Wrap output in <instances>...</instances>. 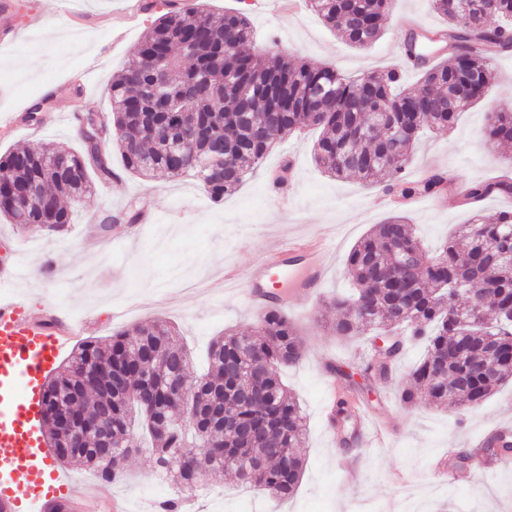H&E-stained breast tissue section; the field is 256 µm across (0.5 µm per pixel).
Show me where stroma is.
Returning a JSON list of instances; mask_svg holds the SVG:
<instances>
[{"mask_svg": "<svg viewBox=\"0 0 512 512\" xmlns=\"http://www.w3.org/2000/svg\"><path fill=\"white\" fill-rule=\"evenodd\" d=\"M163 0H144L142 14H131L127 0H80L84 18L71 21L59 15L57 0H8L0 12V31L23 27L41 17L45 31L7 45L0 44V154L25 146L54 143L79 149L78 125L30 126L15 132L8 111L30 104L36 94L48 97L46 113L93 114L110 123L107 86L113 74L133 58ZM195 6L220 16L245 12L253 26L257 53H285L318 65L335 68L348 78L396 67L399 49L411 27L435 29L443 21L428 0H394L382 37L370 49L360 50L343 40L309 7L297 0L294 11L280 0H193ZM93 64L87 91L77 92L68 77ZM497 72L483 98L460 113L452 130L425 128L413 145L405 170L418 179L432 167L455 178L459 186L498 175L512 178V144L489 147L481 132L492 112L512 107V53L496 56ZM54 93H47L48 85ZM320 131L276 139L260 167L245 176L236 193L213 203L199 181L191 176L140 178L124 175L123 189L95 182L90 195L74 204L73 222L58 233H24L0 218V267L20 262L23 291L33 311L53 307L76 318H91L86 338L107 341L114 332L152 318L174 323L193 353L191 370L207 368L209 341L224 329H251L254 316L234 284L224 291H206L208 283L225 272L246 278L264 251L293 234L332 235L336 238V265L344 267L353 245L373 225L404 213L414 224L428 251H435L468 223L470 210L447 195L423 197L414 208L399 209L384 187L363 185L357 178L330 177L314 160ZM139 210H153L156 223L139 230L122 212L129 200ZM112 214L109 232L88 231V217ZM104 241L99 251L84 243L86 234ZM56 265L53 279L39 272L44 259ZM330 312L322 299L299 301L290 318L305 335L304 357L286 369L283 377L298 398L307 436L299 449L305 471L296 495L286 501L240 487L232 480H200L194 497L199 512H397L408 489L422 490L421 512H438L453 502L456 512H512V463L501 467L488 482L474 463L455 465L452 480L438 481L432 472L435 457L462 442L489 434L496 426L512 424V384L502 387L481 407L464 410L456 405L435 409L421 404L403 409L399 387L424 350L406 345L395 363L390 383L365 379L362 371L375 354L371 337L344 343L330 335L323 318ZM342 366L337 385L357 383L356 400L371 418L390 420L396 429L385 445L357 448L343 444L338 430L329 429L324 414L327 401L321 369L325 363ZM358 459V479L346 482L336 460ZM122 481L114 495L126 500L130 512H142L157 497L172 496L176 488L152 469L148 452L132 454L123 463Z\"/></svg>", "mask_w": 512, "mask_h": 512, "instance_id": "stroma-1", "label": "stroma"}]
</instances>
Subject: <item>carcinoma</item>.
Here are the masks:
<instances>
[{
	"label": "carcinoma",
	"mask_w": 512,
	"mask_h": 512,
	"mask_svg": "<svg viewBox=\"0 0 512 512\" xmlns=\"http://www.w3.org/2000/svg\"><path fill=\"white\" fill-rule=\"evenodd\" d=\"M310 2L330 28L360 49L381 38L393 9V0ZM429 2L448 26L420 43H406V57L423 67L415 91L400 88L395 69L349 80L329 66L280 53L257 55L250 20L240 12L216 20L197 8H169L109 86L124 170L144 178L192 173L222 202L258 167L273 136L317 126L314 159L331 176L384 182L406 197L443 191L448 179L440 172L425 180L405 176L412 145L423 122L451 128L492 84V59L512 52V0ZM443 39L448 61L428 65L425 48ZM371 104L383 107L381 120ZM192 129L202 138L185 147L180 138ZM77 135L79 152L45 143L0 156V216L52 231L71 223L66 201L91 191L89 171L104 182L117 177L112 154L89 147L83 129ZM484 137L490 145L512 142V110L491 113ZM210 140L222 142L225 161L210 155ZM188 151L200 155L192 166L184 158ZM33 183L44 199L18 210L11 193ZM496 193L512 194V181L472 183L463 198L477 204ZM396 239L412 256L424 253L406 217L375 225L349 252L345 268L355 288L327 302L338 312L328 328L340 340L404 330L392 358L407 342H424L425 353L399 394L402 406L423 400L442 406L452 399L476 409L512 382V265L492 268L490 291L476 277L493 255L512 250V211L492 224L474 214L441 247L436 262L409 277L393 252ZM461 253L475 254V265L460 266ZM463 342L469 351L456 353ZM302 356L297 325L277 308L263 315L254 334L231 328L215 338L209 370L201 375L190 372L191 355L174 327L158 318L118 331L107 343L86 341L44 384L46 441L56 460L85 463L102 481H120L121 461L144 447L156 472L188 494L203 474H228L239 484L288 499L304 474L295 448L306 422L280 370ZM440 360L456 383L452 391L435 378ZM482 363L491 377L474 372ZM222 412L236 427L224 426ZM104 436L115 446L101 447Z\"/></svg>",
	"instance_id": "1"
}]
</instances>
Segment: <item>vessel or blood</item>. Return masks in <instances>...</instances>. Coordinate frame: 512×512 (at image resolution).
I'll return each instance as SVG.
<instances>
[{"instance_id":"1","label":"vessel or blood","mask_w":512,"mask_h":512,"mask_svg":"<svg viewBox=\"0 0 512 512\" xmlns=\"http://www.w3.org/2000/svg\"><path fill=\"white\" fill-rule=\"evenodd\" d=\"M331 238L295 237L268 249L242 283L254 316L288 309L296 297L314 300L333 269ZM82 325L67 315L36 322L22 293L0 291V512H87L70 477L44 449L42 389L47 375ZM360 446L382 443L384 432L359 416Z\"/></svg>"}]
</instances>
